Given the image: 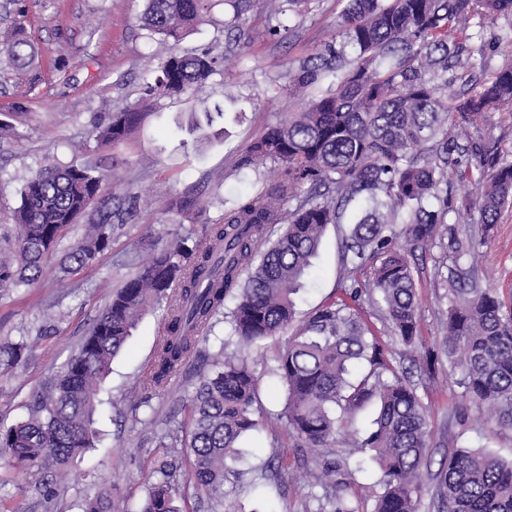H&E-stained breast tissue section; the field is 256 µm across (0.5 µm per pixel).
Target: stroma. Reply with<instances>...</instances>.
Here are the masks:
<instances>
[{"instance_id": "35a3bbf8", "label": "stroma", "mask_w": 512, "mask_h": 512, "mask_svg": "<svg viewBox=\"0 0 512 512\" xmlns=\"http://www.w3.org/2000/svg\"><path fill=\"white\" fill-rule=\"evenodd\" d=\"M348 0H312L299 13L272 14L268 0H249L242 28L234 26L231 0H210L207 17L178 45L141 29L145 0H20L26 27L39 48L35 91L15 84L0 72V246L15 227L12 211L20 203L25 180L47 160H90L113 182L122 208L133 217L116 224L112 241L93 264L65 273L69 247L88 231L86 221L71 225L58 253L33 285L0 290V341H25L26 363L0 377V424L27 419L33 397L61 374L89 327L110 301L125 276L150 258L152 248L191 228L190 214L167 209L172 196L195 197L208 219L224 215V201L239 192L269 184L273 163L238 168L241 149L289 113L301 111L314 90L288 91L290 72L337 36ZM206 51L218 61L208 86L195 96L160 100L159 113L126 142L105 147L95 140L99 113L135 104L141 88L171 50ZM471 76L482 79L512 61V20L484 23L469 44ZM345 225H328L317 257L295 297L296 317L305 319L340 288V261ZM443 252L433 248L415 275L420 328L436 355L435 375L416 367L412 352L392 335L383 340L393 363L416 385L428 407L431 464L422 471L419 512H438L443 491L440 462L458 448L484 449L512 461V429L464 394L441 343L448 314V269ZM482 286L512 292V209L505 210L497 231L478 259ZM163 327L162 313L146 314L125 351L111 365L103 389L96 427L102 440L75 458L59 475L40 468L0 469V512H45L44 486L54 481V512H82L99 487L111 488L120 512H140L156 460L171 461L187 512H218V505L189 481L184 448H162L160 436L175 433L184 418L182 400L191 393L197 371L218 355L238 354L228 342L227 324L200 346L196 365L156 391L143 379L155 356ZM281 344L271 338L252 349L258 378L255 417L259 427L245 440L239 478L225 482L228 500L244 512H316L310 500L312 481L299 472L269 466L277 451L289 450V463L308 468L337 465L344 496L356 512H373L380 472L352 444L339 437L325 452L297 448L285 428L286 388L274 373Z\"/></svg>"}]
</instances>
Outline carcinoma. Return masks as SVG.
Listing matches in <instances>:
<instances>
[{
	"label": "carcinoma",
	"mask_w": 512,
	"mask_h": 512,
	"mask_svg": "<svg viewBox=\"0 0 512 512\" xmlns=\"http://www.w3.org/2000/svg\"><path fill=\"white\" fill-rule=\"evenodd\" d=\"M203 3L146 0L142 26L176 45L202 22ZM475 18H512V0H348L339 41L289 76L291 92L325 81L327 88L240 154L238 167L270 161L278 179L230 201L224 220L203 234L191 229L167 240L125 278L55 383L36 394L31 417L0 426V459L57 472L95 447L100 384L143 316L159 306L164 334L146 384L167 387L197 357L220 314L243 347L282 335L274 372L287 389L289 434L306 448H328L358 411L376 405L373 427L354 441L381 471L374 512H418L427 409L365 320L363 297L379 295L383 327L402 344L417 345L415 267L418 255L439 243L452 262L443 336L448 360L460 369L465 394L512 429V297L504 300L476 278L480 248L512 207V163L500 160L497 142L473 137L489 113L512 112V63L464 91L448 80L436 82L464 68ZM0 51L7 69L35 83L36 50L22 10L0 31ZM215 64L207 52H172L143 85L136 105L97 125L96 140L114 146L128 140L154 102L199 93ZM472 208L480 228L463 239L448 225V214ZM71 213L84 214L90 227L66 256L73 273L108 248L115 222L133 217L112 205V189L97 167L45 163L20 191L12 257L0 256V288L37 281ZM330 224L348 225L345 277L338 293L290 334L293 295ZM369 262L373 273L364 283L360 274ZM25 349L23 342L0 343V376L23 363ZM256 393L248 358L226 357L198 374L184 404L182 447L192 458L190 480L224 512H242L224 500V480L239 476L240 441L258 427ZM153 474L141 512H181L171 464L157 461ZM442 482L439 512H512V463L488 451L448 454ZM83 512H113L108 489L86 499Z\"/></svg>",
	"instance_id": "1"
}]
</instances>
